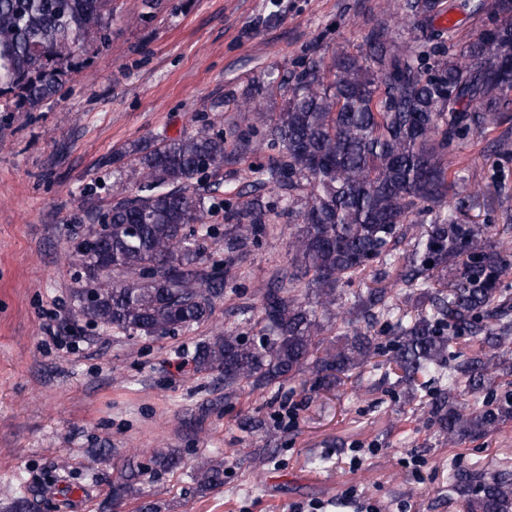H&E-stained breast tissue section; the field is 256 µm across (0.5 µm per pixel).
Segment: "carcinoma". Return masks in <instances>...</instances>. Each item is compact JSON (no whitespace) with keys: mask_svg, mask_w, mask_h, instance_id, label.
<instances>
[{"mask_svg":"<svg viewBox=\"0 0 512 512\" xmlns=\"http://www.w3.org/2000/svg\"><path fill=\"white\" fill-rule=\"evenodd\" d=\"M473 14L492 16L465 37L438 26L444 0H403L417 25L443 48L431 58L380 24L366 48L312 58L283 79L268 74L237 104L238 126L199 131L122 153L138 176L137 193L113 183L119 199L107 223L75 247L91 288H76L81 315L128 336L163 337L210 321L224 297V276L209 269L204 240L209 218L224 211L231 227L224 247L241 251L283 217L295 226L288 241L289 271L259 286L257 339L225 331L204 343L197 370L217 372L224 384L282 386L296 378L328 390L379 354L374 324L393 313L391 290L369 288L343 301L342 286L365 279L376 263L397 261L395 246L413 237L400 273L406 301L426 298L428 314L390 326L387 374L414 388L419 377L443 383L430 414L452 444L480 437L512 420V393H482L512 376V295L499 287L512 264L487 243L491 225L469 224L450 208L465 177L449 175L450 156L471 133H481L512 110V0H463ZM112 0H0V99L34 109L61 91L81 65L86 46L109 40ZM289 85L277 112L255 126L262 103ZM262 155L252 168L247 199L225 206L194 182L214 179L234 158ZM285 201L277 211L258 189ZM430 221L420 235L414 226ZM448 272L444 290L430 288L434 272ZM347 333L330 338L337 322ZM465 337L469 351H450ZM472 397L465 404L463 396ZM152 462L173 470L181 458L154 451ZM141 471L129 469L113 485L123 497ZM205 489L224 484V463L197 469ZM448 490L468 512H512V472L452 471Z\"/></svg>","mask_w":512,"mask_h":512,"instance_id":"cac0c4a2","label":"carcinoma"}]
</instances>
